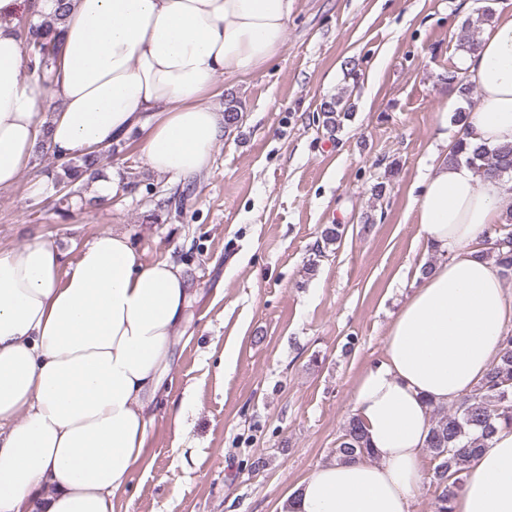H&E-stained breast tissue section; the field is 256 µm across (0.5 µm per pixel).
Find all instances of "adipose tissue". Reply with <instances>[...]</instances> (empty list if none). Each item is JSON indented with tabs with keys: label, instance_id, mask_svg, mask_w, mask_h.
<instances>
[{
	"label": "adipose tissue",
	"instance_id": "adipose-tissue-1",
	"mask_svg": "<svg viewBox=\"0 0 512 512\" xmlns=\"http://www.w3.org/2000/svg\"><path fill=\"white\" fill-rule=\"evenodd\" d=\"M55 8L0 0L2 189L39 145L70 158L136 129L152 171L202 173L224 132L210 102L217 77L251 76L283 52L292 0H73L47 87L23 72L19 23ZM461 69L481 101L458 139L512 143V11ZM437 139L414 210L439 260L417 273L381 359L353 390L374 457L321 464L277 512H412L432 406L470 393L498 359L512 292L483 241L512 183L466 155L449 161L447 131ZM188 298L182 265L146 261L121 232L97 234L70 262L39 235L0 251V512H116L147 456V410L163 393ZM450 507L512 512V427H497Z\"/></svg>",
	"mask_w": 512,
	"mask_h": 512
}]
</instances>
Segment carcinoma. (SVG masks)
Wrapping results in <instances>:
<instances>
[{
  "mask_svg": "<svg viewBox=\"0 0 512 512\" xmlns=\"http://www.w3.org/2000/svg\"><path fill=\"white\" fill-rule=\"evenodd\" d=\"M54 15L37 23H26L20 31L26 46L28 72L43 78L50 70H58L63 50L62 30L59 24L70 11V0H56ZM492 13L488 9L476 12V17L465 21L468 35L460 47L465 51L474 50L479 40L475 32L489 21ZM242 102L231 98L224 102L225 126L237 124L242 117ZM326 126H340L342 119L350 116L342 106V99L323 105ZM115 147L86 154L76 155L66 160L61 170L56 172L54 184L60 197L57 204L70 206L72 198L81 199L84 206L92 203L82 198L85 182L81 177L86 173L95 174L102 162L112 156ZM470 163L490 178L512 175V144L496 148L476 146L469 150ZM496 237L488 254L492 255L502 271L512 273V209L505 213L504 221L496 225ZM499 424L512 425V334H504L499 359L485 377L468 395L458 401L455 410L450 411L441 405L432 406L430 424L426 438V451L433 461L432 477L441 488L435 503L434 512H451L450 502L463 484V473L477 458L482 448L496 431ZM374 452L368 443L360 421L352 416L343 426V433L332 450L331 459L338 462L356 457H373Z\"/></svg>",
  "mask_w": 512,
  "mask_h": 512,
  "instance_id": "cac0c4a2",
  "label": "carcinoma"
}]
</instances>
